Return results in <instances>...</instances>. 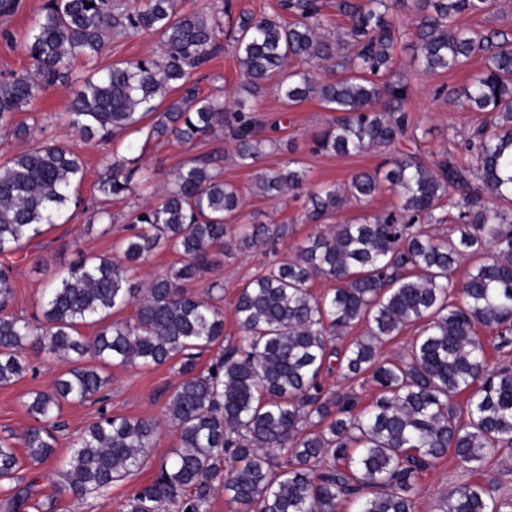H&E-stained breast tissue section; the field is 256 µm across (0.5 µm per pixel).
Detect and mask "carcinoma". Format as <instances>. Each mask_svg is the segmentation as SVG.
<instances>
[{
  "mask_svg": "<svg viewBox=\"0 0 512 512\" xmlns=\"http://www.w3.org/2000/svg\"><path fill=\"white\" fill-rule=\"evenodd\" d=\"M496 0H416L414 61L419 71L462 68L476 56L486 71L464 91L468 108L491 114L472 131L464 150L434 167L410 153L394 155L373 172L354 175L338 190L309 194L307 219L318 222L348 199L368 200L387 183L400 194V213L334 225L307 239L291 259L272 263L237 297L240 340L224 347V314L189 286L224 248L226 229L244 204L240 190L211 170L207 159L178 169L171 185L146 208L131 213L122 259L93 257L71 266L48 288L42 318L3 315L12 295L0 269V386L29 370L25 353L37 349L60 362L50 390L26 403L34 420L22 434L24 453L0 438V480H12L23 461L42 465L57 453L62 403L104 400L110 365H162L180 356L181 380L166 407L179 445L161 458L153 480L135 488L119 512H209L221 488L244 512H415L420 484L448 454L464 473L484 470L512 453V365L490 367L479 334L495 333L496 348L512 346V32L463 28L458 16L483 14ZM395 0H283L291 19L242 13L229 26L202 10L175 11L173 0H47L24 34L33 69L0 79V128L25 149L0 164V253L15 252L56 223L81 183V158L40 139L37 124L14 121L49 88L72 77L71 63L98 57L112 33L156 32L158 58L121 62L83 82L67 112L71 129L86 139L109 138L145 120L147 137L192 143L228 131L236 158L253 165L262 147L259 120L243 100L224 117V102L203 96L190 75L233 37L253 92L280 74V92L292 103L316 98L336 112L314 150L351 155L390 148L407 138L401 104L410 85L397 78L394 50L408 25L388 19ZM348 20L344 37L321 34L327 10ZM328 65L336 78L318 83L291 60ZM178 93L174 99L169 94ZM387 97L394 106L380 110ZM135 159L116 157L99 180L91 205L137 193ZM306 169L287 163L258 175L257 188L276 198L302 188ZM456 211L459 237L442 239L430 224ZM284 235L275 224H253L234 246L273 250ZM174 248L177 264L141 290L129 271L153 252ZM463 277L455 272L464 260ZM336 283L316 297L311 282ZM129 305L134 317L111 320ZM366 336L344 349L335 341L358 322ZM417 325L407 354L377 352L382 338ZM95 326L92 336L80 328ZM219 347L205 370L199 354ZM353 380L366 375L378 396L367 406L354 393L336 394L320 382L331 363ZM312 425L316 430L308 432ZM158 423L114 416L97 421L71 443L55 468V490L76 498L103 494L115 481L142 469L155 445ZM55 500L38 498L35 482L0 499V512H54ZM439 512H512V496L489 485L460 481Z\"/></svg>",
  "mask_w": 512,
  "mask_h": 512,
  "instance_id": "carcinoma-1",
  "label": "carcinoma"
}]
</instances>
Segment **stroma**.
<instances>
[{"mask_svg": "<svg viewBox=\"0 0 512 512\" xmlns=\"http://www.w3.org/2000/svg\"><path fill=\"white\" fill-rule=\"evenodd\" d=\"M45 3L46 0H18L14 12L0 15V78L31 69L22 33L31 20L42 13ZM161 52L159 34L113 35L95 64L74 60L73 83L48 89L23 117L37 121L44 129L45 139L67 145L80 156L84 163V177L77 189L80 198L93 195L97 182L108 172L113 152L123 151L126 143L133 141L143 145L140 163L152 172L157 189L165 188L177 168L208 156L213 158L214 168L225 182L234 184L244 196L236 223L286 226L287 232L280 239L276 253L234 249L216 254L213 269L201 274L191 286L193 293L210 292L218 298L224 311V341L228 344L234 343L240 335L234 312L241 288L272 261L293 257L309 236L329 232L333 225L396 211L402 203L397 192L384 187L372 199L347 201L326 222L312 224L305 219V196L291 192L274 199L263 196L255 186L259 171L297 160L306 167L308 186L313 189L325 183L343 186L356 173L373 171L395 151L417 154L429 166L437 164L446 153L455 155L465 164L469 158L462 149L464 140L489 118L488 113L463 107L461 98L462 90L483 70L482 60H472L462 69L422 74L413 60L412 48L402 42L395 50V57L399 76L410 83L409 96L402 110L408 117L411 133L391 151L381 149L350 156L313 152L314 138L333 120V113L324 110L314 99L298 104L288 102L280 96L278 80L274 77L264 84L252 106L260 118H281L275 136L282 141L283 148L277 152H264L252 167L239 166L235 145L222 132L189 144L149 141L144 134L133 130L108 141L86 142L57 121V114L64 111L74 96L75 80L88 75L93 66L157 57ZM192 79L207 96L230 102L241 94V67L236 53L228 46L206 67L193 71ZM148 202L146 196L132 195L104 202L99 210L68 207L65 222L48 228L18 252L0 254V266L10 268L14 286L7 314L35 320L42 315L46 288L72 265L97 255L121 258L120 243L127 234L129 216ZM26 359L29 370L24 377L12 385L0 386V437L21 435L32 425L26 402L33 393L49 390L61 370L58 360L43 353L27 351ZM178 366V361L173 360L161 366L112 365L107 368L106 373L111 379L108 387L110 410L118 416L155 419L159 424L156 454L137 475L114 482L101 497L85 500L68 495L56 497V512H118L122 501L136 486L152 480L160 455L178 445L177 434L164 417L170 394L180 380ZM98 408V403L91 401L63 404L59 455L68 454L72 440L96 420ZM460 475L459 465L452 457L440 459L422 482L416 512H437L438 505L459 482Z\"/></svg>", "mask_w": 512, "mask_h": 512, "instance_id": "35a3bbf8", "label": "stroma"}]
</instances>
